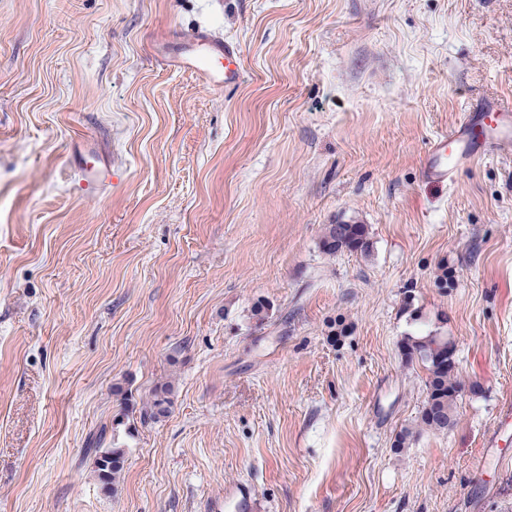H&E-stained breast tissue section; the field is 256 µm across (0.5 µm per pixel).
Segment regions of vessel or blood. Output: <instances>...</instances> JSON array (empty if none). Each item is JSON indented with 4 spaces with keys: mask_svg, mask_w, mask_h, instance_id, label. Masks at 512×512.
Instances as JSON below:
<instances>
[{
    "mask_svg": "<svg viewBox=\"0 0 512 512\" xmlns=\"http://www.w3.org/2000/svg\"><path fill=\"white\" fill-rule=\"evenodd\" d=\"M156 47L161 62L193 73L203 84H234L243 76L238 45L210 29L198 28L188 38L170 30L159 36ZM511 153L512 107L483 103L464 113L457 124L433 142L424 173L432 180L449 181L457 170L476 160ZM99 161L100 152L92 144L74 154L77 189L84 196H92L105 178Z\"/></svg>",
    "mask_w": 512,
    "mask_h": 512,
    "instance_id": "b4317fda",
    "label": "vessel or blood"
}]
</instances>
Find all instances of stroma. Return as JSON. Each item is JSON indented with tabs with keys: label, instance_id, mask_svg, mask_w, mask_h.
Here are the masks:
<instances>
[{
	"label": "stroma",
	"instance_id": "1",
	"mask_svg": "<svg viewBox=\"0 0 512 512\" xmlns=\"http://www.w3.org/2000/svg\"><path fill=\"white\" fill-rule=\"evenodd\" d=\"M201 25L237 85L158 60ZM482 101L512 104V0H0V512H512V154L423 173ZM341 221L369 255L322 253ZM430 332L458 420L397 453ZM73 158L79 176L76 189L82 192V197H91L106 177L97 167L100 162V152L95 145L86 144L75 152ZM173 404V388L171 385L157 387L153 393V399L148 405V409L144 413V420L150 419L159 421L165 417ZM125 463V449L107 448L96 455L94 470L105 485L114 484Z\"/></svg>",
	"mask_w": 512,
	"mask_h": 512
}]
</instances>
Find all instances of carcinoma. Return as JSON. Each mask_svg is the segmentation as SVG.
Instances as JSON below:
<instances>
[{
    "mask_svg": "<svg viewBox=\"0 0 512 512\" xmlns=\"http://www.w3.org/2000/svg\"><path fill=\"white\" fill-rule=\"evenodd\" d=\"M320 247L329 256L344 252L365 254L370 248L368 227L350 222L327 224L323 228ZM454 354L455 344L448 337L437 333L408 336L403 342L405 358L421 361L427 370V396L417 423L420 429L446 432L456 424L457 400L462 384ZM172 404V386L158 387L154 390L144 417L158 421L169 413ZM124 463L125 449L107 448L96 455L94 470L100 481L110 485L120 476Z\"/></svg>",
    "mask_w": 512,
    "mask_h": 512,
    "instance_id": "obj_1",
    "label": "carcinoma"
}]
</instances>
